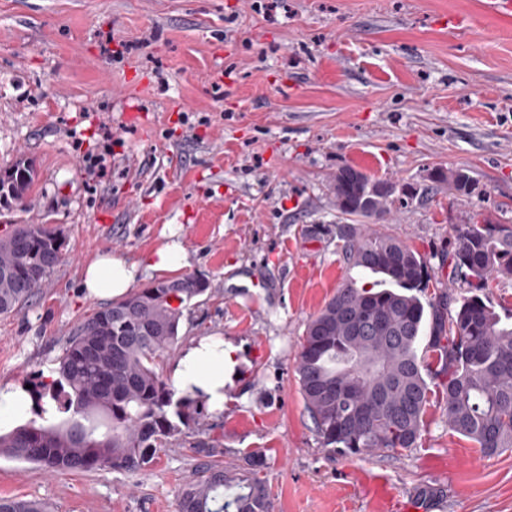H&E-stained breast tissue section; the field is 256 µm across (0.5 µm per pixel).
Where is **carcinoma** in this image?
Here are the masks:
<instances>
[{
	"label": "carcinoma",
	"mask_w": 512,
	"mask_h": 512,
	"mask_svg": "<svg viewBox=\"0 0 512 512\" xmlns=\"http://www.w3.org/2000/svg\"><path fill=\"white\" fill-rule=\"evenodd\" d=\"M36 177L25 159L0 172V202L20 201ZM466 194L470 177L437 171ZM373 183L345 167L332 180L337 209L380 219L394 203L371 197L355 204L357 186ZM449 266L467 281L458 297L430 289L426 262L389 236L350 238L352 265L382 276L380 288L344 282L305 329L297 361L299 384L321 447L360 457L416 447L432 392L444 400L450 431L485 454L512 448V313L505 316L480 291L512 276V226H455ZM61 242L45 224H21L0 237V315L21 310L51 278ZM206 292L187 274L138 288L84 319L70 337L56 377L32 386L38 420L0 434V453L45 470L109 468L138 472L157 452L177 444L200 415L179 395L160 360L179 339L182 309ZM248 475L228 479L224 467L197 464L177 512H273L257 477L265 458L247 457ZM0 512H46L23 498H0Z\"/></svg>",
	"instance_id": "cac0c4a2"
}]
</instances>
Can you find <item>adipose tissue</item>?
Here are the masks:
<instances>
[{"label":"adipose tissue","instance_id":"ef3b65f1","mask_svg":"<svg viewBox=\"0 0 512 512\" xmlns=\"http://www.w3.org/2000/svg\"><path fill=\"white\" fill-rule=\"evenodd\" d=\"M187 254L171 240L147 254L142 263L104 254L87 265L83 286L89 296L116 298L131 287L140 267L173 272L186 267ZM240 363L238 349L220 336H205L181 352L171 367V383L182 394L199 400L215 414L223 413L228 387L234 386Z\"/></svg>","mask_w":512,"mask_h":512}]
</instances>
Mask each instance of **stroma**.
Instances as JSON below:
<instances>
[{"label": "stroma", "instance_id": "35a3bbf8", "mask_svg": "<svg viewBox=\"0 0 512 512\" xmlns=\"http://www.w3.org/2000/svg\"><path fill=\"white\" fill-rule=\"evenodd\" d=\"M267 2L0 0V169L23 157L37 170L26 199L0 207V234L45 224L64 243L44 288L0 315V384L56 367L104 308L81 288L90 262L140 260L172 232L207 290L165 364L203 336L243 359L223 413L144 470L49 472L2 455L0 497L177 512L201 451L239 476L259 450L274 512H399L425 486L442 490L429 512H512V448L481 453L449 430L443 401L417 448L346 457L321 447L296 372L337 288L376 280L344 259L348 233L396 238L449 282L454 225H512V21L483 0H284L272 16ZM135 85L143 120L130 127ZM343 167L420 197L381 220L342 214ZM438 170L465 171L470 192L433 182Z\"/></svg>", "mask_w": 512, "mask_h": 512}]
</instances>
